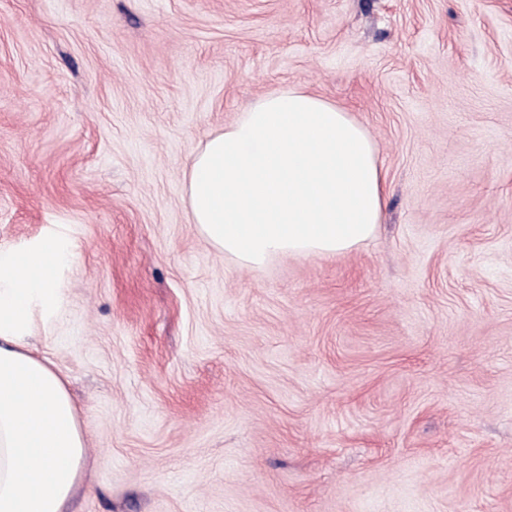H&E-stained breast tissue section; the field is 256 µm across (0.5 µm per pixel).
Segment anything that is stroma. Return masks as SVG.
<instances>
[{
  "label": "stroma",
  "mask_w": 512,
  "mask_h": 512,
  "mask_svg": "<svg viewBox=\"0 0 512 512\" xmlns=\"http://www.w3.org/2000/svg\"><path fill=\"white\" fill-rule=\"evenodd\" d=\"M293 87L369 131L383 222L244 268L183 171ZM47 235L69 512H512V0H0V248Z\"/></svg>",
  "instance_id": "1"
}]
</instances>
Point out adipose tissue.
Masks as SVG:
<instances>
[{
	"label": "adipose tissue",
	"instance_id": "adipose-tissue-1",
	"mask_svg": "<svg viewBox=\"0 0 512 512\" xmlns=\"http://www.w3.org/2000/svg\"><path fill=\"white\" fill-rule=\"evenodd\" d=\"M189 218L241 267L274 254L350 252L384 212L386 174L367 129L300 88L257 99L209 136L183 172ZM55 237L0 248V512H65L86 437L67 382L29 342L65 301Z\"/></svg>",
	"mask_w": 512,
	"mask_h": 512
}]
</instances>
